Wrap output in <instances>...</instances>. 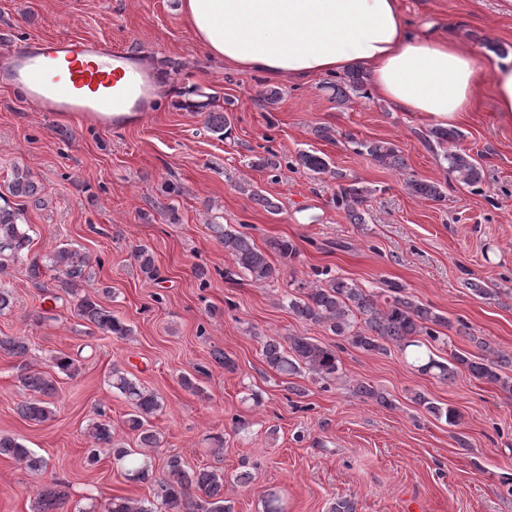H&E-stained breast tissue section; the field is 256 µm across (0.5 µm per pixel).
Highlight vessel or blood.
I'll return each instance as SVG.
<instances>
[{
  "instance_id": "obj_1",
  "label": "vessel or blood",
  "mask_w": 512,
  "mask_h": 512,
  "mask_svg": "<svg viewBox=\"0 0 512 512\" xmlns=\"http://www.w3.org/2000/svg\"><path fill=\"white\" fill-rule=\"evenodd\" d=\"M0 76L36 111L117 130L151 112L158 81L141 58L70 36L0 47Z\"/></svg>"
}]
</instances>
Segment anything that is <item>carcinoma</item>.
<instances>
[{"label":"carcinoma","mask_w":512,"mask_h":512,"mask_svg":"<svg viewBox=\"0 0 512 512\" xmlns=\"http://www.w3.org/2000/svg\"><path fill=\"white\" fill-rule=\"evenodd\" d=\"M367 77L363 71L354 68L346 76L329 87L336 91V102L345 104L349 93L365 92ZM231 125L228 114L209 112L206 115L207 128L221 136ZM358 152L367 154L377 164L385 167L403 168L405 160L400 151L390 142L359 141ZM448 172L466 186H475L482 181V169L477 161L464 151L444 154ZM296 162L307 171L320 175L330 172L326 159L315 152H301ZM410 194L423 200L440 203L445 194L440 185L417 178L406 179ZM14 197H32L38 187L26 171H15L9 186ZM369 190L353 181L340 187L334 204L348 216L362 223L363 205ZM216 238L224 246V252L234 261L235 269L224 271V278L234 279L235 270H240L251 282L265 285L278 278L280 271L270 261L269 254L277 255L282 263L291 264L299 259L300 248L291 239L278 237L267 242V248H259L248 235L228 225H212ZM31 235L29 224L24 219V209L9 203L0 204V276L7 273L15 263L26 264L29 280L34 287L43 291L47 286L41 281L43 269L55 272V288L67 295L76 296L91 274L92 256L75 248L62 247L41 258L29 256ZM141 273L152 279L157 276L154 257L145 246L133 252ZM316 279L299 281L293 292L288 294V310L298 319L320 325L341 338L334 345L320 343L310 337L290 336L288 345L275 338L265 341L262 354L267 365L280 374L301 375L306 373L317 383H328L336 379L340 370L339 352L343 343L366 352H385L387 344H393L399 352L413 363L423 374L436 373L442 380L454 377L457 367L466 368L478 380L499 382L503 389L512 392V377L502 376L501 371L512 370V358L496 353L492 356H476L465 351L451 353V359L435 355L429 344L443 335L442 329H451L448 318L405 292L396 283L375 293L360 286L353 280L331 274L329 269L314 270ZM78 297V296H76ZM78 317L94 324L102 333L125 338L132 328L120 318L105 310L89 294L78 297L75 304ZM0 352L12 357H27L29 346L25 338L0 336ZM52 367L67 376L73 375L78 367L75 359L66 354L51 357ZM18 381L30 392V398L19 408L20 415L28 421L40 423L51 414L48 399L57 393L55 378L40 370H34L27 363L19 366ZM112 388L118 390L129 404L125 426L135 434L142 448L158 450L160 437L152 429L150 419L161 408L156 394L148 392L130 380L119 368L112 369ZM414 400L425 406L436 418H443L450 424L458 420L456 410L443 408L424 396L417 394ZM97 418L88 425L87 431L95 447L88 449L87 462L93 466L99 462V449L112 452V463L124 477L132 482L154 480V500H136L115 496L107 503L106 512H233L230 502L224 499V471L213 467L191 468L176 454L167 457L161 476L153 478V459L134 448H123L113 441L112 421L102 409H97ZM0 455L14 459L31 471L46 469L43 457L36 455L20 439L0 435ZM67 495L61 490V483L55 479L44 485L38 493L37 512H66Z\"/></svg>","instance_id":"carcinoma-1"}]
</instances>
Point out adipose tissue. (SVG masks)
I'll use <instances>...</instances> for the list:
<instances>
[{"label":"adipose tissue","mask_w":512,"mask_h":512,"mask_svg":"<svg viewBox=\"0 0 512 512\" xmlns=\"http://www.w3.org/2000/svg\"><path fill=\"white\" fill-rule=\"evenodd\" d=\"M200 45L226 66L303 80L353 68L405 112L448 127L479 86L471 49L406 32L400 0H183Z\"/></svg>","instance_id":"adipose-tissue-1"}]
</instances>
